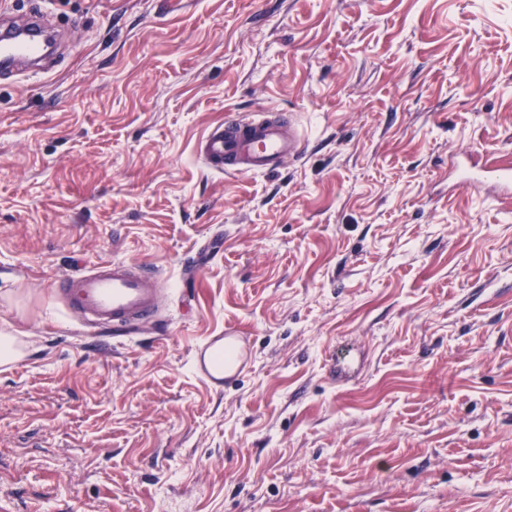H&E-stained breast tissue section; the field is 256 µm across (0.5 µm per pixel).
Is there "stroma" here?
<instances>
[{
	"label": "stroma",
	"instance_id": "1",
	"mask_svg": "<svg viewBox=\"0 0 512 512\" xmlns=\"http://www.w3.org/2000/svg\"><path fill=\"white\" fill-rule=\"evenodd\" d=\"M67 33L0 73V500L14 512H512V0H0ZM268 107L303 153L200 154ZM140 263L164 335L60 280ZM253 340L211 389L205 337ZM348 365L345 380L334 369ZM303 145L293 115L277 108L230 116L207 133L203 153L217 172L239 175L269 172L300 155ZM491 180L494 181L505 192L512 190V167L511 164H497L492 163L478 173H473L467 176L462 182L465 188L480 186L484 182Z\"/></svg>",
	"mask_w": 512,
	"mask_h": 512
}]
</instances>
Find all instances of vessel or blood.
Segmentation results:
<instances>
[{
    "label": "vessel or blood",
    "mask_w": 512,
    "mask_h": 512,
    "mask_svg": "<svg viewBox=\"0 0 512 512\" xmlns=\"http://www.w3.org/2000/svg\"><path fill=\"white\" fill-rule=\"evenodd\" d=\"M40 39L18 42L12 33L0 30V63L19 58L38 59ZM303 145L291 114L268 108L244 116H230L207 133L203 153L217 172L239 175L269 172L300 155ZM494 181L504 191L512 190V166L490 164L470 174L463 187ZM61 294L68 309L78 313L86 326L111 329L114 336L152 324L159 312L161 290L142 268L112 260L67 276ZM250 343L241 330L229 326L223 335L211 337L196 350L197 369L211 388L223 387L246 367Z\"/></svg>",
    "instance_id": "b4317fda"
}]
</instances>
